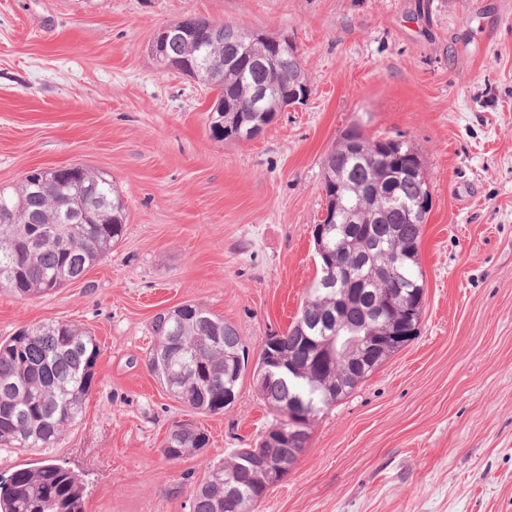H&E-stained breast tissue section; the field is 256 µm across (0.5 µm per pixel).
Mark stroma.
I'll list each match as a JSON object with an SVG mask.
<instances>
[{
  "label": "stroma",
  "mask_w": 512,
  "mask_h": 512,
  "mask_svg": "<svg viewBox=\"0 0 512 512\" xmlns=\"http://www.w3.org/2000/svg\"><path fill=\"white\" fill-rule=\"evenodd\" d=\"M191 16L296 42L312 89L249 142L211 137L212 92L150 53ZM397 134L427 170L418 336L311 424L258 512H512V0H0V187L83 164L123 192L126 230L78 282L0 290V339L74 322L101 354L55 448L0 447V473L44 456L84 512H190L205 465L273 420L251 376L190 416L149 371L154 318L187 302L250 352L296 319L318 262L323 161L350 127ZM210 444L166 460L173 422Z\"/></svg>",
  "instance_id": "35a3bbf8"
}]
</instances>
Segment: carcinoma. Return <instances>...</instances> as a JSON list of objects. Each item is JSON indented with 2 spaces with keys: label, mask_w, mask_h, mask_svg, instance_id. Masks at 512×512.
<instances>
[{
  "label": "carcinoma",
  "mask_w": 512,
  "mask_h": 512,
  "mask_svg": "<svg viewBox=\"0 0 512 512\" xmlns=\"http://www.w3.org/2000/svg\"><path fill=\"white\" fill-rule=\"evenodd\" d=\"M212 21L191 18L193 37L169 47L168 54L188 67L201 63L196 45L207 42L213 63L210 89L231 107L254 89H275L250 114L264 125L289 105V89L309 84L303 68L288 63V54L272 60L270 43L246 47L240 28L226 23L210 40ZM241 117L224 113L217 140H239ZM421 163L412 144L395 138L365 137L347 130L328 151L323 188L335 199L334 220L324 221L332 263L318 261L317 274L293 325L269 336L263 347L277 352L284 367L254 380L274 420L257 447L283 465L310 442L311 422L338 403L385 360L380 357L355 376L345 346L350 336L379 337L393 328L396 315L386 309L389 294L406 295L424 288L419 245L426 220L414 223L405 205L426 186L399 176L395 163ZM0 208V288L20 297L45 295L80 280L107 257L124 234L125 205L112 177L81 165L54 169L53 187L42 189L24 176L3 192ZM75 203L92 210L93 224L70 223ZM156 342L148 367L166 390L194 413L224 411L229 358L247 350L235 325L199 303L187 311L158 314L152 325ZM100 345L92 333L71 322L22 327L0 341V446L27 449L54 447L82 413L95 375ZM306 405L305 438L279 436L289 411ZM166 435L162 452L168 460L200 453L210 439L204 429L185 420ZM268 489L258 470L238 452L210 462L190 491V512H257ZM84 488L77 474L45 457L36 467L0 476V512H83Z\"/></svg>",
  "instance_id": "cac0c4a2"
}]
</instances>
